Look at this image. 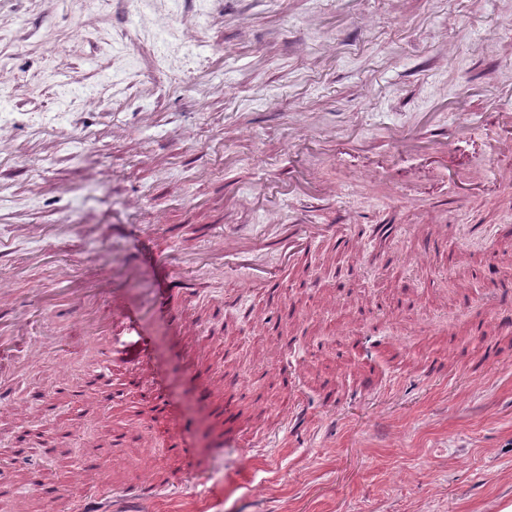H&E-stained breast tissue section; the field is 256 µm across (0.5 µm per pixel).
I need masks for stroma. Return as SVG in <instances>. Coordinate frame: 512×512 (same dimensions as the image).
<instances>
[{"mask_svg": "<svg viewBox=\"0 0 512 512\" xmlns=\"http://www.w3.org/2000/svg\"><path fill=\"white\" fill-rule=\"evenodd\" d=\"M510 91L512 0L1 7L0 324L64 344L0 354L17 394L0 512H74L52 489L147 475L159 500L125 512H512V327L494 317L512 310V183L495 178L512 154L490 149ZM466 112L475 130L446 151L402 150ZM307 218L353 235L284 257ZM169 261L178 323L151 305ZM259 264L279 285L251 288ZM116 287L145 306L140 335L91 334L75 310L111 316ZM101 371L126 397L71 408ZM227 406L254 447L224 439ZM32 426L117 443L26 468L12 448ZM179 426L185 462L165 445Z\"/></svg>", "mask_w": 512, "mask_h": 512, "instance_id": "stroma-1", "label": "stroma"}]
</instances>
